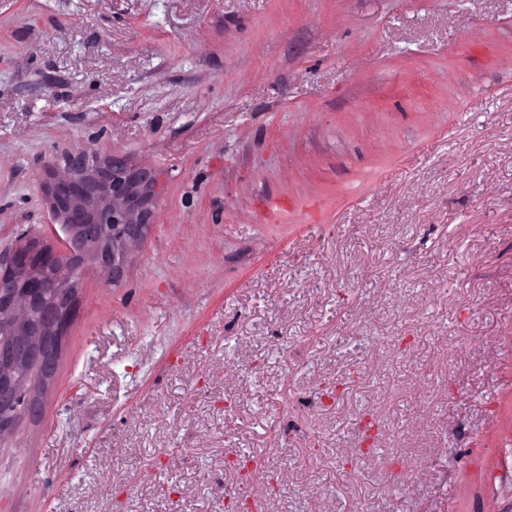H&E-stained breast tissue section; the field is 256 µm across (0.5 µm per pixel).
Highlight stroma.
<instances>
[{
    "label": "stroma",
    "mask_w": 512,
    "mask_h": 512,
    "mask_svg": "<svg viewBox=\"0 0 512 512\" xmlns=\"http://www.w3.org/2000/svg\"><path fill=\"white\" fill-rule=\"evenodd\" d=\"M74 148L153 220L79 267L0 512H224L242 451L262 512H512V0H0V251L66 238ZM252 466L253 465H249L247 470H251ZM286 471L280 469L278 472L276 467L274 466L273 462L267 461L266 463L260 464L259 466H258V464H256L255 468L253 470H251V472H250V476H251V479L253 482L252 486L257 489H260L261 491H267V489L272 490V486H270L271 485L270 482H272V480H274V479L279 482L284 481V479H285L284 472H286ZM235 472L237 474V482H236V486L233 488V491L236 494H239L240 497L242 496V498L244 499V503H245L244 507L246 508L245 512L246 511L247 512L248 511L249 512L258 511V510L254 509V504L256 502L258 504H261L269 492H267L264 497L259 498L253 492L252 486L249 483L250 491H249V495H248L247 486L244 481V476L246 475L247 471L246 470L245 471L235 470Z\"/></svg>",
    "instance_id": "obj_1"
}]
</instances>
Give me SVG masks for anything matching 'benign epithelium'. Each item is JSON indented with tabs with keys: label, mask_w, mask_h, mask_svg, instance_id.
I'll return each instance as SVG.
<instances>
[{
	"label": "benign epithelium",
	"mask_w": 512,
	"mask_h": 512,
	"mask_svg": "<svg viewBox=\"0 0 512 512\" xmlns=\"http://www.w3.org/2000/svg\"><path fill=\"white\" fill-rule=\"evenodd\" d=\"M155 182L152 173L121 160L96 165L87 153L72 152L67 175L51 174L44 184L54 219L68 230L63 249L30 242L0 252V324H11L0 341V438L11 434L21 416L41 411L21 369L34 364L41 383L52 381L73 319L75 293L65 284L60 307L45 311L39 330L29 332L26 316L41 302L44 273L66 258L90 261L118 277L149 231Z\"/></svg>",
	"instance_id": "obj_1"
}]
</instances>
